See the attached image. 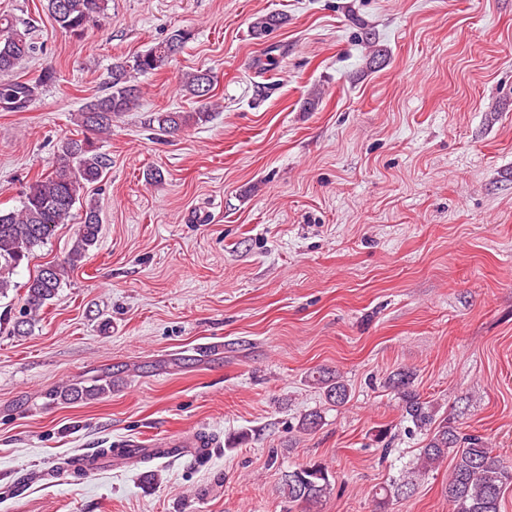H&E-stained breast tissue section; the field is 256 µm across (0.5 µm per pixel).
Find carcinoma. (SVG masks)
I'll list each match as a JSON object with an SVG mask.
<instances>
[{
	"label": "carcinoma",
	"instance_id": "obj_1",
	"mask_svg": "<svg viewBox=\"0 0 512 512\" xmlns=\"http://www.w3.org/2000/svg\"><path fill=\"white\" fill-rule=\"evenodd\" d=\"M107 0H47V10L63 31L81 36L104 14ZM282 18L267 15L252 26L253 34L262 37L279 27ZM192 38L189 30L178 29L145 52L112 63L108 92L79 110L80 126L86 131L81 138H66L58 149V166L28 186L21 205L9 211L0 210V298L15 288L13 272L29 263L35 249L51 238L56 228L67 223L75 206L81 216L69 258L61 264L40 269L25 284L24 307L11 322L10 333L26 336L32 332L36 317L55 298L71 267L85 257L98 242L100 209L97 202L85 196V189L101 180L111 165L108 155L99 151L95 136L111 131L112 117L129 111L135 102L132 78L137 74L158 71L168 65ZM33 46L27 30L18 29L8 17L0 18V76L7 77L31 55ZM56 82V72L44 67L29 79L0 82V109L17 112L36 101L44 87ZM184 90L192 97L209 95L214 76L207 69L187 72L182 79ZM208 117L205 111L159 112L154 117L159 128L175 132L191 121ZM324 388L326 398L342 405L348 401L347 387L321 370L314 377ZM392 387L402 402L406 417L424 431L425 444L415 464L407 467L397 483L379 488L377 504L386 508L399 499L403 491L416 485L429 469L448 459L454 452L453 466L446 494L453 512H501L504 488L512 483V467L495 455L479 435L461 437L448 420L436 421V411L413 389V373L400 371L394 375ZM107 390L102 384L69 385L59 397L77 401L92 399ZM332 490L328 467L321 462L300 465L285 472L283 493L291 502L309 506L319 504Z\"/></svg>",
	"mask_w": 512,
	"mask_h": 512
}]
</instances>
